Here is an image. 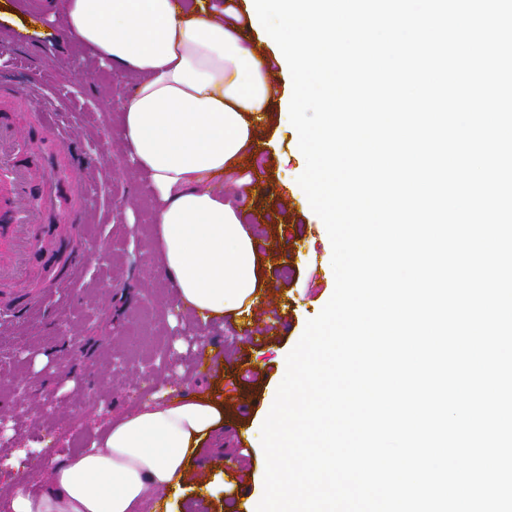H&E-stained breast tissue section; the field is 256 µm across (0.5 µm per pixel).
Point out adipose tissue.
Here are the masks:
<instances>
[{
	"mask_svg": "<svg viewBox=\"0 0 512 512\" xmlns=\"http://www.w3.org/2000/svg\"><path fill=\"white\" fill-rule=\"evenodd\" d=\"M63 33L136 75L121 104L132 163L147 172L159 266L177 308L246 324L261 301L264 256L246 217L256 191L227 197L273 94L265 62L209 0H61ZM224 423L222 403L191 393L127 411L88 448L0 483V512H146L178 498L189 463Z\"/></svg>",
	"mask_w": 512,
	"mask_h": 512,
	"instance_id": "ef3b65f1",
	"label": "adipose tissue"
}]
</instances>
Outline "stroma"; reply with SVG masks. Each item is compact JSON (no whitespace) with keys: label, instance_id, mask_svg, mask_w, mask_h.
Masks as SVG:
<instances>
[{"label":"stroma","instance_id":"obj_1","mask_svg":"<svg viewBox=\"0 0 512 512\" xmlns=\"http://www.w3.org/2000/svg\"><path fill=\"white\" fill-rule=\"evenodd\" d=\"M35 7L45 35L0 22V77L24 96L31 78L55 58V78L70 95L63 102L47 97L46 110L61 124L70 123L72 112L84 115L77 134L93 164L108 175L99 186L101 208L87 231L92 240L111 241L112 253L104 261H87L81 280L64 298L62 320L39 324L0 316V416L13 417L16 430L0 442V475L34 473L59 448L79 452L97 428L148 402L158 390L206 391L223 402L224 423L193 458L189 490L170 509L226 512L227 505L263 490L265 456L248 439L268 391L282 377V359L335 287L326 227L287 181L305 159L294 149L293 133L279 123V104H272L241 170L259 189L276 194L272 200L257 198L250 227L269 251L262 278L266 298L285 323L281 334L253 342L230 319L205 323L178 313L156 263L153 192L146 174L126 163L115 105L135 79L96 60L79 67L78 45L62 41L49 19L51 0H0V11L24 16ZM282 196L287 206L279 205ZM202 335L220 339L234 370L196 371ZM169 343L177 357L173 369L160 358ZM37 348L48 357L41 367L28 356ZM66 367L80 377V385L65 387L58 372ZM203 482L211 492L201 497L195 488Z\"/></svg>","mask_w":512,"mask_h":512}]
</instances>
